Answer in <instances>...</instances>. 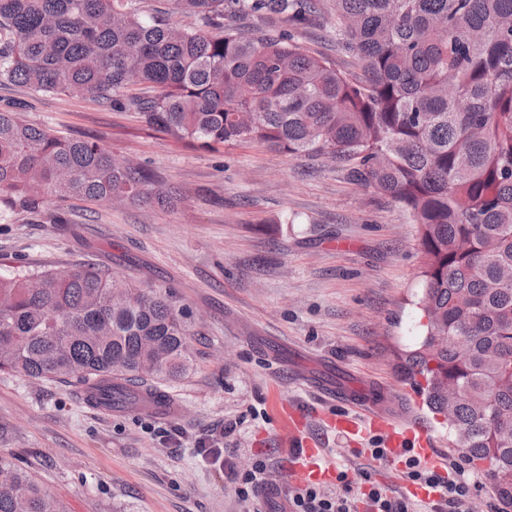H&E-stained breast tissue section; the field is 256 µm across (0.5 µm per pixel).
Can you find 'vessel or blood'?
I'll use <instances>...</instances> for the list:
<instances>
[{
    "mask_svg": "<svg viewBox=\"0 0 512 512\" xmlns=\"http://www.w3.org/2000/svg\"><path fill=\"white\" fill-rule=\"evenodd\" d=\"M317 391L326 399L345 402L349 411L328 418L330 429L348 438L356 439L369 431H381L387 435V463H394L402 449H413L427 465L437 461L433 439L426 427L415 421H401L389 412L367 402L361 388L341 390L336 387L317 384ZM288 430L295 445L288 464L291 481L307 485H328L334 483L336 473L323 462L324 451L307 434V417L298 409L288 408Z\"/></svg>",
    "mask_w": 512,
    "mask_h": 512,
    "instance_id": "obj_1",
    "label": "vessel or blood"
}]
</instances>
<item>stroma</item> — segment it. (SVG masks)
<instances>
[{
	"instance_id": "35a3bbf8",
	"label": "stroma",
	"mask_w": 512,
	"mask_h": 512,
	"mask_svg": "<svg viewBox=\"0 0 512 512\" xmlns=\"http://www.w3.org/2000/svg\"><path fill=\"white\" fill-rule=\"evenodd\" d=\"M95 140L142 164L179 194L176 206L47 205L0 221V274L90 261L170 291L197 315L195 364L162 387L175 414H107L69 383L0 374V455L35 474L68 512H286L280 401L304 410L325 462L354 495L379 484L401 496L403 461L372 459L375 435L352 441L322 417L341 408L311 386L323 378L380 393L400 419L428 426L441 462L461 454L419 387L398 367L421 340L417 226L397 202L350 183L327 160L259 145L185 146L80 93L0 86V108ZM225 448L230 467L204 461L199 442ZM266 465L242 499L234 471ZM283 486L273 499L270 488Z\"/></svg>"
}]
</instances>
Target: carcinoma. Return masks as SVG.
<instances>
[{"label": "carcinoma", "mask_w": 512, "mask_h": 512, "mask_svg": "<svg viewBox=\"0 0 512 512\" xmlns=\"http://www.w3.org/2000/svg\"><path fill=\"white\" fill-rule=\"evenodd\" d=\"M0 0V85L79 91L191 147L325 158L403 205L427 319L400 368L512 508V0ZM327 11L361 73L294 41ZM278 15L254 36L235 21ZM132 83L146 85L128 95ZM177 192L95 141L0 111V219L53 200L168 207ZM193 311L95 264L0 275V373L71 380L94 407L193 368ZM0 512H67L0 455Z\"/></svg>", "instance_id": "cac0c4a2"}]
</instances>
